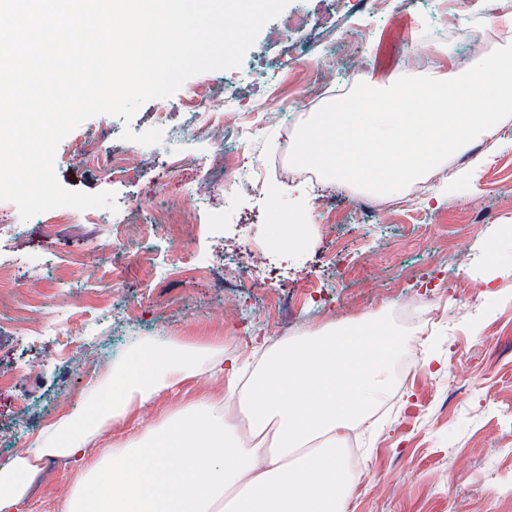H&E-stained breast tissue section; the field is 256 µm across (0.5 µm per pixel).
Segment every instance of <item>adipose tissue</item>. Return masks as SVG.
Wrapping results in <instances>:
<instances>
[{
	"label": "adipose tissue",
	"instance_id": "obj_1",
	"mask_svg": "<svg viewBox=\"0 0 512 512\" xmlns=\"http://www.w3.org/2000/svg\"><path fill=\"white\" fill-rule=\"evenodd\" d=\"M500 27V45L474 48L463 71L370 79L311 114L298 161L398 199L475 144L501 149L512 117V13ZM397 350L371 317L307 331L253 364L174 339L142 344L84 392L80 411L43 426L0 466V512H31L49 459L71 474L55 512H347L355 480L342 451L389 396ZM205 372L223 377L235 412L211 396L189 398L158 425L100 447L105 426Z\"/></svg>",
	"mask_w": 512,
	"mask_h": 512
}]
</instances>
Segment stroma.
Listing matches in <instances>:
<instances>
[{
  "label": "stroma",
  "instance_id": "obj_1",
  "mask_svg": "<svg viewBox=\"0 0 512 512\" xmlns=\"http://www.w3.org/2000/svg\"><path fill=\"white\" fill-rule=\"evenodd\" d=\"M325 0H291L268 22L240 67L188 78L172 96L143 104L131 123L99 115L81 124L58 145L54 171L66 189L110 191L122 210L76 212L72 223L47 233L54 217L47 211L19 221L0 236V263L20 272L14 290L0 295V377L10 380L0 392V464L26 447L39 429L61 414L76 411L82 392L101 367L99 349L113 358L129 354L136 342L176 337L218 346L228 342L240 310L255 313L266 328L267 345L285 341L267 302L271 292L288 293L311 279L331 285L334 273L325 257L337 240L350 245L354 277L352 299L335 294L298 297L301 329H313L369 313V298L381 297V311L396 326L404 344L412 339L402 325L403 310L439 313V324L418 348V365L399 391L394 410L363 426L365 466L348 512H512V502L491 491L512 482V268L489 261L487 251L512 225V120L501 129L504 146L470 182L455 188L435 183L423 195L392 202L380 223L357 229L352 213L360 190L326 183L319 191L289 182L286 170L270 171L261 209L239 201L235 223L220 226L224 188L196 193V174L188 159L197 151H217L210 126L227 114L224 84L247 94L250 122L270 147L284 156L285 141H296L310 113L325 108L339 91H350L354 63L367 73L403 71L415 78L459 68L469 53L466 41L454 43V59L429 54L426 35L446 36L444 20L458 14L461 25L486 18V0H351L335 20L356 41L350 56L337 58L334 34L319 29L296 38L291 16L322 20ZM210 88L211 100L188 116L186 99ZM168 115L180 137L138 146L129 170L108 174L83 153L85 138L104 130L122 133L153 128L156 113ZM171 220L154 224L158 210ZM306 225L304 244L290 249L276 235L282 217ZM204 258L208 279L171 281L165 269L174 254ZM90 257L86 269L69 258ZM247 271L245 284L224 286V268ZM493 277L495 295L479 283ZM109 291L110 311L90 301L91 289ZM42 295L34 319L76 325L82 350L73 353L54 337H32L11 318L31 292ZM70 472L47 464L31 499L32 512H53L68 489Z\"/></svg>",
  "mask_w": 512,
  "mask_h": 512
}]
</instances>
